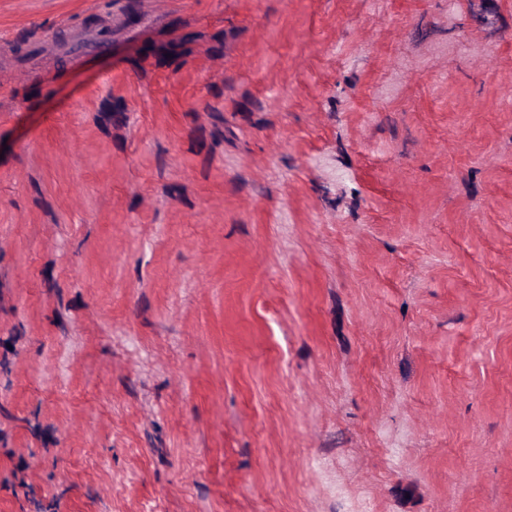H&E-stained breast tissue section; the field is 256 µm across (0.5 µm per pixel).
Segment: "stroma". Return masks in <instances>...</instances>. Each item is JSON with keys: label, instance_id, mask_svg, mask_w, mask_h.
Listing matches in <instances>:
<instances>
[{"label": "stroma", "instance_id": "obj_1", "mask_svg": "<svg viewBox=\"0 0 512 512\" xmlns=\"http://www.w3.org/2000/svg\"><path fill=\"white\" fill-rule=\"evenodd\" d=\"M0 512H512V0H0Z\"/></svg>", "mask_w": 512, "mask_h": 512}]
</instances>
